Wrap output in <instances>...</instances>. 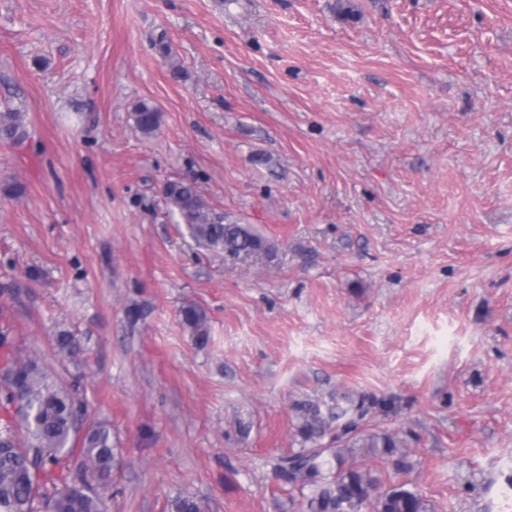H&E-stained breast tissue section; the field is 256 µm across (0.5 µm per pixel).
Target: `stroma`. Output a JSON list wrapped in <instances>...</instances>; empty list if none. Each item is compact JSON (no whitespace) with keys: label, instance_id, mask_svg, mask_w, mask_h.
Returning a JSON list of instances; mask_svg holds the SVG:
<instances>
[{"label":"stroma","instance_id":"stroma-1","mask_svg":"<svg viewBox=\"0 0 512 512\" xmlns=\"http://www.w3.org/2000/svg\"><path fill=\"white\" fill-rule=\"evenodd\" d=\"M353 2L0 0V328L110 428L107 512H300V404L363 397L383 488L512 512V0ZM182 177L270 252L199 246ZM131 118L136 130L145 136H149L159 128L161 113L155 106L143 102L134 107ZM28 136L24 122V113L18 109L0 112V138L22 142ZM180 315L183 324L190 330L195 342L204 345L209 337L205 313L196 306L188 305L181 309Z\"/></svg>","mask_w":512,"mask_h":512}]
</instances>
